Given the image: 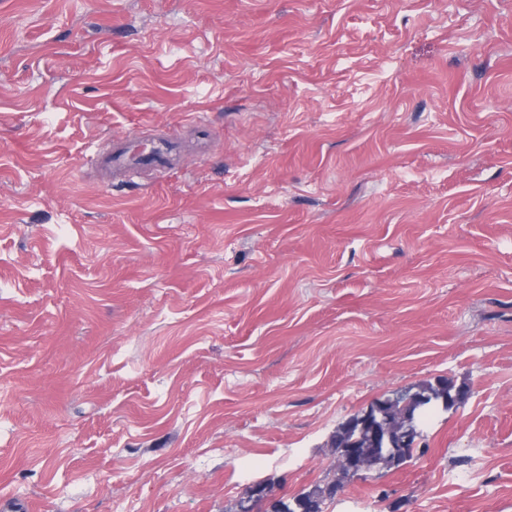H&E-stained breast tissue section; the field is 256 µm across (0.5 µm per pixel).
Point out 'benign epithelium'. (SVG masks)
I'll return each mask as SVG.
<instances>
[{"instance_id":"1","label":"benign epithelium","mask_w":512,"mask_h":512,"mask_svg":"<svg viewBox=\"0 0 512 512\" xmlns=\"http://www.w3.org/2000/svg\"><path fill=\"white\" fill-rule=\"evenodd\" d=\"M460 392L443 397L439 400L417 390L407 392L393 398L379 399L365 410L353 415L343 422L336 432L347 428H358L365 433V439L349 440L346 447L337 449L341 462L349 472L362 476L361 459L365 449L384 447L391 449L390 463L402 465L408 458V450L414 448L415 441L422 434L423 418L435 405L442 409L454 407ZM266 488L261 484H253L245 492L244 501L249 506L240 512H254V503L264 498Z\"/></svg>"}]
</instances>
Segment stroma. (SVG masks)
<instances>
[{
  "label": "stroma",
  "instance_id": "1",
  "mask_svg": "<svg viewBox=\"0 0 512 512\" xmlns=\"http://www.w3.org/2000/svg\"><path fill=\"white\" fill-rule=\"evenodd\" d=\"M127 135L179 169L85 164ZM444 379L405 466L340 478L343 421ZM337 479L512 512V0H0V499Z\"/></svg>",
  "mask_w": 512,
  "mask_h": 512
}]
</instances>
